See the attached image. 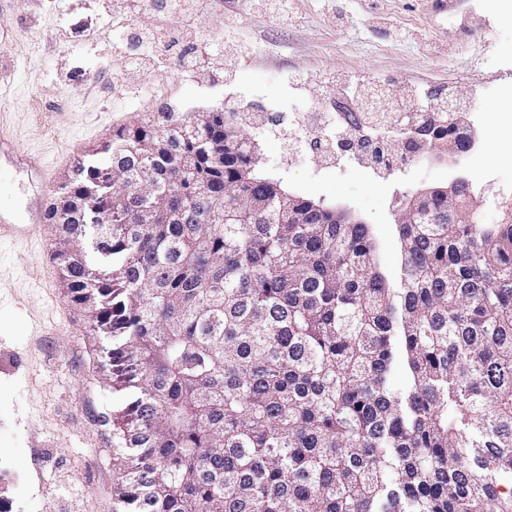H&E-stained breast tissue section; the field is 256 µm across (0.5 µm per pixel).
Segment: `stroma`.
<instances>
[{"label": "stroma", "instance_id": "obj_1", "mask_svg": "<svg viewBox=\"0 0 512 512\" xmlns=\"http://www.w3.org/2000/svg\"><path fill=\"white\" fill-rule=\"evenodd\" d=\"M288 16L254 0H195L192 17L164 0H10L0 13V135L45 162L34 174L0 163V211L19 216L41 184L58 190L77 160L102 161L114 131L147 113L320 111L337 83L374 84L387 101L435 108L461 95L481 126L466 163L426 153L378 176L350 161L328 165L289 149L277 129L253 131L260 167L294 193L344 208L369 224L382 272L396 277V214L403 196L457 175L494 224L512 203V0H463L435 13L431 0H290ZM485 24L458 38L467 13ZM133 17L162 31V60L137 51L110 20ZM223 56V74H192L195 42ZM51 224L26 243L0 245V507L5 512H114L118 471L112 417L130 401L99 365L86 318L67 301Z\"/></svg>", "mask_w": 512, "mask_h": 512}]
</instances>
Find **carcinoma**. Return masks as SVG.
I'll list each match as a JSON object with an SVG mask.
<instances>
[{
	"mask_svg": "<svg viewBox=\"0 0 512 512\" xmlns=\"http://www.w3.org/2000/svg\"><path fill=\"white\" fill-rule=\"evenodd\" d=\"M200 116L112 135V163L154 168L149 201L175 207L140 224L144 201L112 186L127 203L97 234L116 276L78 252L97 169L49 216L89 341L122 338L105 379L135 389L113 418L123 512H512V206L482 224L460 194L405 203L390 280L369 225L260 175L241 116ZM426 129L448 153V113ZM200 180L226 223L192 219Z\"/></svg>",
	"mask_w": 512,
	"mask_h": 512,
	"instance_id": "obj_1",
	"label": "carcinoma"
}]
</instances>
